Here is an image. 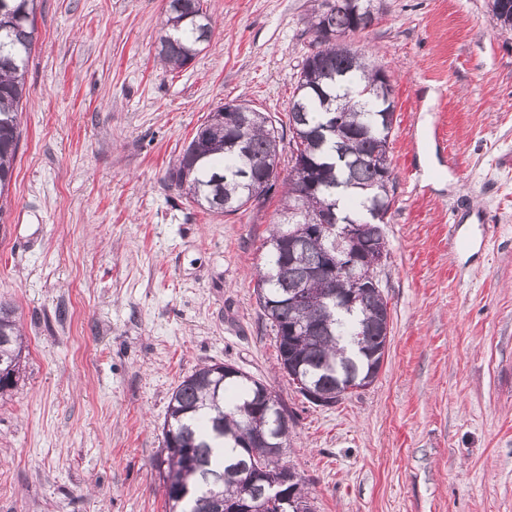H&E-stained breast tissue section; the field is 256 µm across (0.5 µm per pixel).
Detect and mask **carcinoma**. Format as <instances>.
Returning a JSON list of instances; mask_svg holds the SVG:
<instances>
[{
    "label": "carcinoma",
    "instance_id": "1",
    "mask_svg": "<svg viewBox=\"0 0 512 512\" xmlns=\"http://www.w3.org/2000/svg\"><path fill=\"white\" fill-rule=\"evenodd\" d=\"M39 0H0V217L7 205L13 162L21 139L25 69L34 47ZM163 35L157 56L165 66L189 64L212 35L204 0H165ZM379 20L373 0H328L312 14L311 52L297 73L289 106L293 130L292 166L278 171L283 135L265 113H246V123L224 125V107L210 113L215 128L207 140L191 139L168 171L169 181L201 209L232 215L283 188L286 221L272 226L263 243L257 303L275 333L280 364L287 376L313 385L341 400L347 388L360 385L373 369L370 351L382 345L383 315L388 301L380 284L346 275L308 278L329 244L325 234L299 237L294 250L280 242L304 224H319L324 208H334L340 225H357L354 245L359 264L369 267L388 253L381 224L393 204L395 176L389 156L394 99L379 95L390 78L368 50L351 37ZM348 34L338 42L326 30ZM304 290L296 298L298 289ZM354 297L352 309L338 303ZM303 324L309 332L291 337ZM23 350L14 308L0 302V396L15 383ZM222 364H205L173 390L163 425L160 464L168 512H209V501L235 502L243 496L269 497L270 486L289 469L283 453L253 457L246 444L262 422L286 446L289 428L263 414L261 382L240 370L222 372ZM265 479L246 484L256 466ZM289 495L313 512L306 478L296 474Z\"/></svg>",
    "mask_w": 512,
    "mask_h": 512
}]
</instances>
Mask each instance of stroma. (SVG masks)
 I'll return each mask as SVG.
<instances>
[{
    "instance_id": "35a3bbf8",
    "label": "stroma",
    "mask_w": 512,
    "mask_h": 512,
    "mask_svg": "<svg viewBox=\"0 0 512 512\" xmlns=\"http://www.w3.org/2000/svg\"><path fill=\"white\" fill-rule=\"evenodd\" d=\"M321 3L206 0L212 38L172 71L164 0H41L0 219L27 345L0 397V512H165L169 398L213 363L293 415L284 458L314 512H512V30L488 0H381L355 38L396 105L389 344L367 389L321 407L280 368L254 293L279 195L213 215L166 179L224 103L287 127Z\"/></svg>"
}]
</instances>
